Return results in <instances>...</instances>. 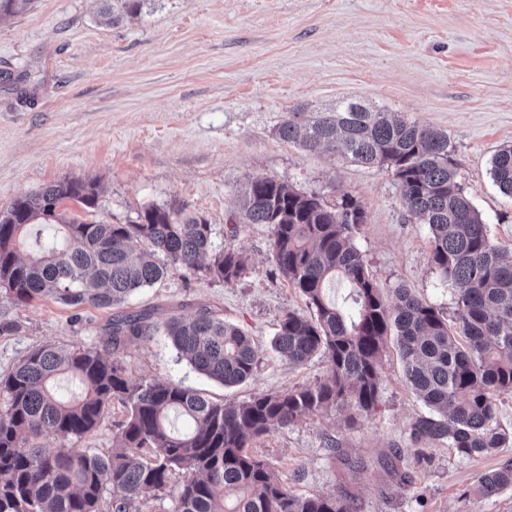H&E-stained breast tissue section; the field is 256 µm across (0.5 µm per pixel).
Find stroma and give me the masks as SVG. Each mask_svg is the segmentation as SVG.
Listing matches in <instances>:
<instances>
[{"mask_svg":"<svg viewBox=\"0 0 512 512\" xmlns=\"http://www.w3.org/2000/svg\"><path fill=\"white\" fill-rule=\"evenodd\" d=\"M99 8L33 0L0 16V213L47 184L82 178L99 183L98 221L125 224L152 204L204 214L214 248L247 254L248 274L227 285L174 269L125 308L162 321L206 304L259 347L255 379L227 388L180 360L167 337L133 339L116 352L132 380L241 401L326 376L325 360L291 366L268 345L281 315L306 305L275 267L267 226L226 224L255 178L354 197L368 216L355 243L376 283L406 284L453 312L455 290L429 263L428 229L392 175L281 141L275 128L296 107L367 99L443 130L490 238L512 251V197L490 173L496 151L512 144V0H154L112 24ZM111 315L0 296V324L19 326L0 333V373L43 345H102ZM426 413L390 347L373 410L306 416L253 449L296 494L349 492L351 512H512V489L471 491L512 446L466 458L414 439Z\"/></svg>","mask_w":512,"mask_h":512,"instance_id":"stroma-1","label":"stroma"}]
</instances>
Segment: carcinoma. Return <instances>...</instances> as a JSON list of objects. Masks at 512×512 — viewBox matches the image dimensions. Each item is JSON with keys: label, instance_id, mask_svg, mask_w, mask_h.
<instances>
[{"label": "carcinoma", "instance_id": "1", "mask_svg": "<svg viewBox=\"0 0 512 512\" xmlns=\"http://www.w3.org/2000/svg\"><path fill=\"white\" fill-rule=\"evenodd\" d=\"M101 14H137L147 0H100ZM278 137L368 168L391 172L409 212L429 230V261L456 286L454 324L437 307L398 284L373 279L354 242L367 221L363 206L342 195L331 201L273 178L249 181L229 224H265L276 268L298 289L307 313H284L272 349L293 365L315 357L328 373L312 386L260 392L216 402L179 382L134 381L113 351L130 339L168 337L178 357L230 387L253 380L259 365L253 340L217 311L201 305L189 318L158 323L148 311L119 312L105 327L103 347L31 350L0 377V512H141L183 480L167 512H350L343 495L299 496L252 450L254 441L306 415L377 405L380 361L387 341L403 363L408 387L429 409L412 435L448 443L463 457L492 454L512 436L497 425V396L512 393V252L495 244L487 224L457 180L448 135L402 112L343 99L324 111L300 106L276 127ZM491 174L512 196V146L492 157ZM75 201L97 208V185L79 179L48 184L16 199L0 216V293L19 304L52 299L75 309L119 308L137 290L162 281L171 266L230 285L249 259L215 251L212 224L200 213L142 208L128 224L73 217ZM37 224H54L50 243L32 240ZM349 286L339 304L335 282ZM76 379L81 393L60 396L57 379ZM118 403L125 417L113 448H79ZM188 423L181 430L177 420ZM65 438L73 445L51 444ZM512 488V460L473 484L484 498Z\"/></svg>", "mask_w": 512, "mask_h": 512}]
</instances>
